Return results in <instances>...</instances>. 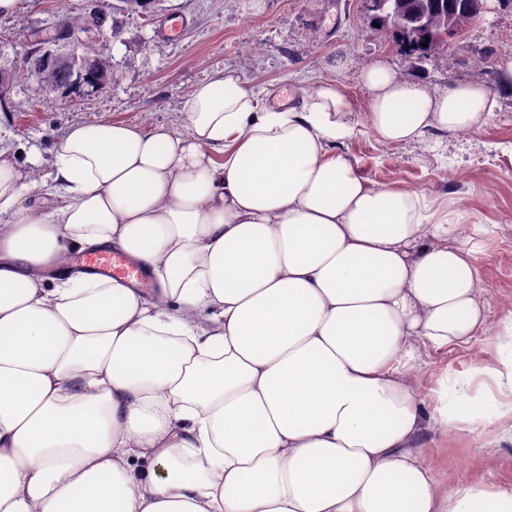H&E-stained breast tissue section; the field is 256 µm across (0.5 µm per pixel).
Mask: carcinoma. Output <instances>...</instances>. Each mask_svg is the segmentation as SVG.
Segmentation results:
<instances>
[{
  "label": "carcinoma",
  "mask_w": 512,
  "mask_h": 512,
  "mask_svg": "<svg viewBox=\"0 0 512 512\" xmlns=\"http://www.w3.org/2000/svg\"><path fill=\"white\" fill-rule=\"evenodd\" d=\"M380 15L411 55L426 60L447 52L445 35L450 31L463 32L474 22L475 13L467 0H392L391 8H383ZM87 27L89 23L83 14L38 30L32 38L63 47L70 39L79 38Z\"/></svg>",
  "instance_id": "carcinoma-1"
}]
</instances>
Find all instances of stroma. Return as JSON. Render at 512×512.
<instances>
[{
  "label": "stroma",
  "mask_w": 512,
  "mask_h": 512,
  "mask_svg": "<svg viewBox=\"0 0 512 512\" xmlns=\"http://www.w3.org/2000/svg\"><path fill=\"white\" fill-rule=\"evenodd\" d=\"M87 0H19L15 13L0 17V143L22 158H36L40 175L53 167V147L80 123L121 121L151 128L182 127L180 104L195 85L219 70L238 73L254 86L288 96L313 83L341 84L354 105L353 134L335 149L356 173L379 188L419 192L429 211L455 212L464 224L481 225L466 234L473 245L485 302L497 332L477 337L471 348L422 349L410 385L428 394L436 379L447 378L449 403L468 404L470 420L448 434H429L426 460L448 487L494 485L512 490V407L493 376L512 360V94L500 91L491 67L512 57V9L499 8L472 24L447 53L421 62L406 53L392 32L374 26L361 0H148L133 11L113 0L101 31L81 34L71 46L75 57L87 50L108 57L112 68L96 86L79 76L44 100L41 84L20 69L24 34L87 12ZM177 17L181 32L157 37L158 25ZM491 67H477V54ZM342 70H331L335 58ZM384 61L406 78L434 91L464 81L500 97V109L477 135L427 132L420 139L391 145L364 125L367 91L360 70ZM471 468L460 472V459Z\"/></svg>",
  "instance_id": "obj_1"
}]
</instances>
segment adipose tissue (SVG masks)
I'll return each mask as SVG.
<instances>
[{
	"instance_id": "ef3b65f1",
	"label": "adipose tissue",
	"mask_w": 512,
	"mask_h": 512,
	"mask_svg": "<svg viewBox=\"0 0 512 512\" xmlns=\"http://www.w3.org/2000/svg\"><path fill=\"white\" fill-rule=\"evenodd\" d=\"M360 78L389 144L498 108L382 62ZM266 96L216 73L186 132L77 125L44 177L0 147V512H512L430 467L423 436L466 410L407 381L419 347L495 330L457 216L334 151L339 83ZM101 249L152 291L74 269Z\"/></svg>"
}]
</instances>
